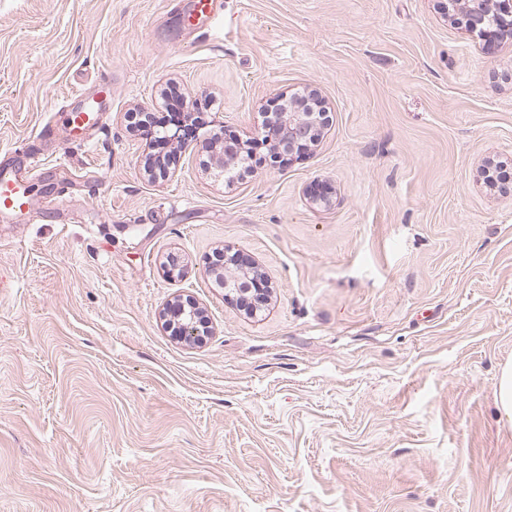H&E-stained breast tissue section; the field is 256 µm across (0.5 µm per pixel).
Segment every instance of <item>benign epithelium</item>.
<instances>
[{
  "instance_id": "7a95c632",
  "label": "benign epithelium",
  "mask_w": 512,
  "mask_h": 512,
  "mask_svg": "<svg viewBox=\"0 0 512 512\" xmlns=\"http://www.w3.org/2000/svg\"><path fill=\"white\" fill-rule=\"evenodd\" d=\"M505 0H446V14L452 19L462 16L466 26L475 33L488 34L500 29L506 21L502 3ZM332 124V113L314 89L299 95H287L275 112L264 114L257 134L273 147L274 158L291 160L305 151L313 150ZM182 113L174 112L160 134L174 147L182 142ZM249 162L246 143L241 139L224 138L223 133L212 135L206 168L224 183L239 184ZM143 171L149 177H170L175 169L163 161L148 157ZM206 275L217 287L224 289V297L236 303L247 316H257L270 305L274 287L266 272L249 254L240 249L221 247L215 259L205 269ZM165 320L176 329V337L185 344L198 345L211 333V325L203 308L190 296L173 298L163 313Z\"/></svg>"
}]
</instances>
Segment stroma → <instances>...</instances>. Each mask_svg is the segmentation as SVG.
Returning <instances> with one entry per match:
<instances>
[{"mask_svg": "<svg viewBox=\"0 0 512 512\" xmlns=\"http://www.w3.org/2000/svg\"><path fill=\"white\" fill-rule=\"evenodd\" d=\"M103 75V129L32 171L62 209L0 222V512H512V196L479 176L512 165V36L438 0H224L192 34L163 0H0V156ZM308 87L332 127L274 159L253 134ZM136 109L194 118L174 178ZM219 130L244 185L203 168ZM225 244L260 317L205 274ZM179 293L202 344L158 318ZM214 256L205 273L218 288H224V297L234 301L247 316L264 312L272 301L274 287L261 265L244 251L230 247L222 246ZM496 399L500 411L512 419V364L505 365L496 384Z\"/></svg>", "mask_w": 512, "mask_h": 512, "instance_id": "obj_1", "label": "stroma"}]
</instances>
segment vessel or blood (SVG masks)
I'll list each match as a JSON object with an SVG mask.
<instances>
[{
    "label": "vessel or blood",
    "instance_id": "vessel-or-blood-1",
    "mask_svg": "<svg viewBox=\"0 0 512 512\" xmlns=\"http://www.w3.org/2000/svg\"><path fill=\"white\" fill-rule=\"evenodd\" d=\"M224 0H191L184 15V23L191 31L205 28L222 14ZM112 103V81L101 77L91 89H81L71 95L65 106L59 126H45L41 137L61 136L63 142L80 144L90 141L102 127L103 113ZM24 160L23 165L0 171V217L29 224L38 220L46 205L40 202L27 175L28 164L38 157L35 143L27 141L15 150Z\"/></svg>",
    "mask_w": 512,
    "mask_h": 512
}]
</instances>
